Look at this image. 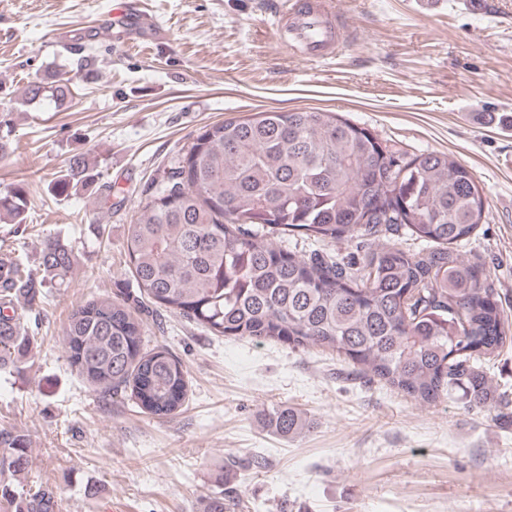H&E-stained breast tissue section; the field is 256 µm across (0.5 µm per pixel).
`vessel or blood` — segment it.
Wrapping results in <instances>:
<instances>
[{"instance_id": "1", "label": "vessel or blood", "mask_w": 512, "mask_h": 512, "mask_svg": "<svg viewBox=\"0 0 512 512\" xmlns=\"http://www.w3.org/2000/svg\"><path fill=\"white\" fill-rule=\"evenodd\" d=\"M284 45L312 62L335 58L342 50L341 34L329 19L336 13L334 0H307L305 6L290 5Z\"/></svg>"}]
</instances>
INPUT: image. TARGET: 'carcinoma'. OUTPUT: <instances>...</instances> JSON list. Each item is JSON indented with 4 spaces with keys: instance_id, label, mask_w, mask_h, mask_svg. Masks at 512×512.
<instances>
[{
    "instance_id": "carcinoma-1",
    "label": "carcinoma",
    "mask_w": 512,
    "mask_h": 512,
    "mask_svg": "<svg viewBox=\"0 0 512 512\" xmlns=\"http://www.w3.org/2000/svg\"><path fill=\"white\" fill-rule=\"evenodd\" d=\"M70 79L28 85L23 102L44 93L65 100ZM396 151L348 120L321 109L263 110L204 127L146 198L129 225L127 255L137 292L87 300L64 331L67 360L104 392H130L145 413L180 411L188 397L183 365L164 348L145 349L141 305L165 308L217 336L320 347L420 404L463 386L485 404L483 364L499 354L508 325L480 263L458 250L485 218L472 173L447 153L402 164ZM83 157L51 186L68 197L93 182ZM17 185L0 194V217L25 222ZM419 246L389 241L358 263L273 243L299 234L321 242L399 230ZM38 266L0 265V370L32 343L16 301L31 306L43 288L62 284L76 261L59 238L37 247ZM282 436L303 429L290 408L268 413ZM29 442L0 428V499L11 512H58L53 488L30 485Z\"/></svg>"
}]
</instances>
